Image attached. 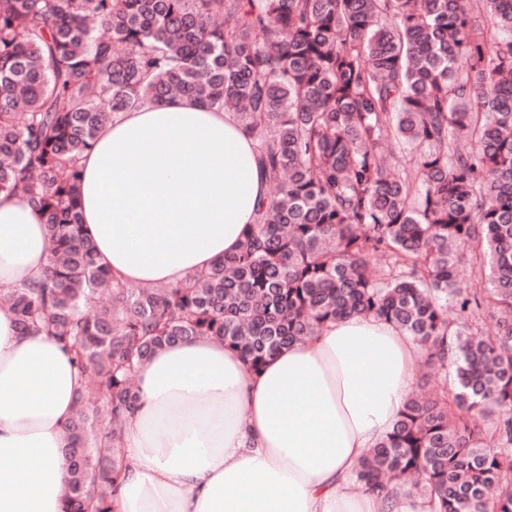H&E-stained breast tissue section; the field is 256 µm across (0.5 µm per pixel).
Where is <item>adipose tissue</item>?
I'll return each mask as SVG.
<instances>
[{
    "label": "adipose tissue",
    "instance_id": "obj_1",
    "mask_svg": "<svg viewBox=\"0 0 512 512\" xmlns=\"http://www.w3.org/2000/svg\"><path fill=\"white\" fill-rule=\"evenodd\" d=\"M80 164L84 231L119 280L174 288L243 242L268 188L234 113L178 97L111 118ZM46 228L0 192V288L41 277ZM418 350L371 317L326 323L260 371L220 340L164 346L137 368L114 512H425L355 493L403 410ZM85 378L0 306V512H64L62 449Z\"/></svg>",
    "mask_w": 512,
    "mask_h": 512
}]
</instances>
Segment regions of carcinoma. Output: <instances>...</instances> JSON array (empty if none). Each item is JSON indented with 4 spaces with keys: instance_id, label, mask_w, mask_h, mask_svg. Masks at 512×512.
<instances>
[{
    "instance_id": "obj_1",
    "label": "carcinoma",
    "mask_w": 512,
    "mask_h": 512,
    "mask_svg": "<svg viewBox=\"0 0 512 512\" xmlns=\"http://www.w3.org/2000/svg\"><path fill=\"white\" fill-rule=\"evenodd\" d=\"M175 96L235 107L273 191L237 252L133 287L95 260L79 158L112 115ZM0 192L27 199L49 253L0 304L86 378L65 512H111L135 368L157 349L209 336L255 371L360 315L453 383L408 395L353 486L512 512V0H0ZM485 317L495 333L474 332Z\"/></svg>"
}]
</instances>
